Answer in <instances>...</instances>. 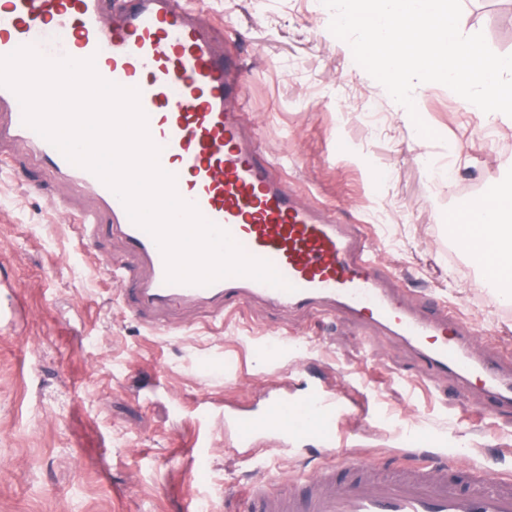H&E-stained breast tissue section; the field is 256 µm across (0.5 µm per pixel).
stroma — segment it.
I'll return each instance as SVG.
<instances>
[{"instance_id":"obj_1","label":"stroma","mask_w":512,"mask_h":512,"mask_svg":"<svg viewBox=\"0 0 512 512\" xmlns=\"http://www.w3.org/2000/svg\"><path fill=\"white\" fill-rule=\"evenodd\" d=\"M224 27L240 60L246 112L260 143L283 160L288 187L343 221L371 227L385 263L411 297L465 307L491 342L512 345V309L448 231L449 215L512 186V122L487 124L440 83L415 86L421 137L407 112L329 30L322 0H193ZM460 30L512 54V16L492 0H461ZM26 154L0 146V512H226L242 484L321 463L318 446L237 448L224 407L267 388L301 387L305 373L349 395L339 429L350 450L389 448L414 417L423 432L512 475V414L469 427L482 403L455 384L428 388L404 345L339 313L321 321L262 303L218 322L198 307L136 317L103 269L124 260L101 231L82 247L86 207ZM204 436L197 458L191 445Z\"/></svg>"}]
</instances>
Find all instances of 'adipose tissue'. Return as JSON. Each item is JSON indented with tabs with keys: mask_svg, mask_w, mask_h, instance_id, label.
I'll list each match as a JSON object with an SVG mask.
<instances>
[{
	"mask_svg": "<svg viewBox=\"0 0 512 512\" xmlns=\"http://www.w3.org/2000/svg\"><path fill=\"white\" fill-rule=\"evenodd\" d=\"M463 231L471 249L492 247L503 276L512 279V193L499 194L486 215L466 216Z\"/></svg>",
	"mask_w": 512,
	"mask_h": 512,
	"instance_id": "ef3b65f1",
	"label": "adipose tissue"
}]
</instances>
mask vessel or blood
Returning a JSON list of instances; mask_svg holds the SVG:
<instances>
[{
	"mask_svg": "<svg viewBox=\"0 0 512 512\" xmlns=\"http://www.w3.org/2000/svg\"><path fill=\"white\" fill-rule=\"evenodd\" d=\"M21 46L52 60L94 58L103 79L138 89L159 164L175 175L179 196L293 286L287 292L248 277L166 282L160 249L121 200L26 126L17 96L0 86V142L35 152L58 181L80 185L95 199L76 219L81 240L94 242L101 213L109 214L134 263H109L105 270L131 287L135 315L182 304L210 308L220 319L254 302L321 315L340 311L409 347L431 383L476 390L484 419L512 412V350L485 353L474 319L459 307L420 308L359 225L342 223L288 189L280 163L261 152L246 113L235 109L241 77L222 46L221 27L202 20L190 0H121L115 9L106 0H5L0 56ZM468 259L487 284H499L490 251ZM343 409V397L315 378L297 394L276 392L256 407H227L224 426L236 447L274 435L287 444L318 442L328 458L315 469L278 474L276 489L246 488L229 512H512V478L448 463L440 438L414 435V463L399 472L385 471L379 456L343 452L337 427Z\"/></svg>",
	"mask_w": 512,
	"mask_h": 512,
	"instance_id": "b4317fda",
	"label": "vessel or blood"
}]
</instances>
